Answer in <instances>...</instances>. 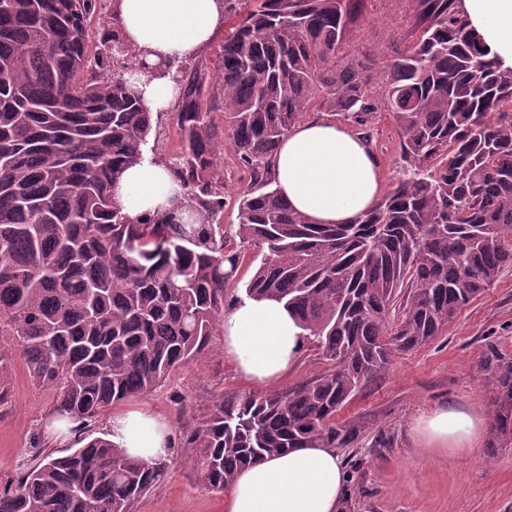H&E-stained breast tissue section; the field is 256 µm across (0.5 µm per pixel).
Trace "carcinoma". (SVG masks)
I'll return each instance as SVG.
<instances>
[{
	"label": "carcinoma",
	"instance_id": "carcinoma-1",
	"mask_svg": "<svg viewBox=\"0 0 512 512\" xmlns=\"http://www.w3.org/2000/svg\"><path fill=\"white\" fill-rule=\"evenodd\" d=\"M222 2L220 64L178 67L183 146L162 158L123 39L106 30L90 53L100 0H0V334L53 393L52 417L83 431L201 354L245 244L260 256L247 296L285 302L329 365L284 391L215 398L181 442L216 492L268 455L352 445L359 427L337 424V411L512 266V69L488 57L458 0H408L411 32L378 79L344 52L365 0ZM310 112L342 117L368 143L377 114L392 113L413 175L350 224L310 223L268 168ZM149 143L187 216L132 222L114 201ZM226 149L246 180L232 236ZM479 372L499 406L493 455L512 446V350L488 342ZM165 466L93 437L22 473L0 512H131Z\"/></svg>",
	"mask_w": 512,
	"mask_h": 512
}]
</instances>
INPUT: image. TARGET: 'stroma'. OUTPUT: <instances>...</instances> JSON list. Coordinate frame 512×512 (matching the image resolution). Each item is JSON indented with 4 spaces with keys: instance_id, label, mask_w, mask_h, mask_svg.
I'll use <instances>...</instances> for the list:
<instances>
[{
    "instance_id": "stroma-1",
    "label": "stroma",
    "mask_w": 512,
    "mask_h": 512,
    "mask_svg": "<svg viewBox=\"0 0 512 512\" xmlns=\"http://www.w3.org/2000/svg\"><path fill=\"white\" fill-rule=\"evenodd\" d=\"M410 21L406 0H367L347 39L348 49L371 54L374 69H381L390 43L406 36ZM374 141L384 186L392 188L412 170L401 156L391 114L380 117ZM491 340L512 348V268L464 307L433 342L396 355L386 373L337 412V422L361 428L357 442L340 451L346 477L341 512H512V448L450 454L418 447L409 434L415 418L441 405L473 406L485 418L493 417L492 389L478 374ZM0 352L12 366L7 402L0 407L3 490L45 455H60L63 448L48 444L44 434L52 394L33 385L9 337L0 336ZM255 390L225 358L224 334L218 329L208 348L173 371L161 387L114 409L162 415L177 438L208 418L214 396ZM224 499L202 481L195 449L176 447L163 481L132 512H224Z\"/></svg>"
}]
</instances>
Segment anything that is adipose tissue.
Returning <instances> with one entry per match:
<instances>
[{
  "instance_id": "1",
  "label": "adipose tissue",
  "mask_w": 512,
  "mask_h": 512,
  "mask_svg": "<svg viewBox=\"0 0 512 512\" xmlns=\"http://www.w3.org/2000/svg\"><path fill=\"white\" fill-rule=\"evenodd\" d=\"M459 7L491 57L512 68V0H460ZM120 32L145 61L178 63L197 55L224 26L221 0H114ZM136 86L149 112L172 109L178 88L169 72H140ZM274 186L314 224H349L371 210L383 193L380 163L347 126L326 116L297 123L270 160ZM130 220L175 208L182 189L168 167L144 152L113 188ZM224 354L246 381L266 385L297 366L307 338L284 302L246 298L224 312ZM113 442L154 462L171 453L166 418L139 410L112 414ZM486 420L479 409L438 407L411 425L415 442L451 453L477 450ZM346 494L344 465L335 448H292L239 472L225 512H340Z\"/></svg>"
}]
</instances>
